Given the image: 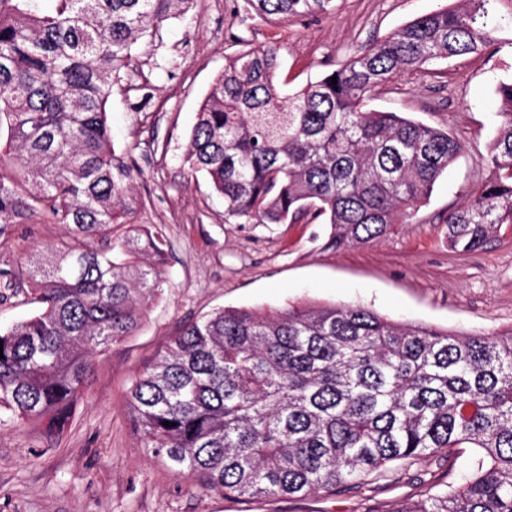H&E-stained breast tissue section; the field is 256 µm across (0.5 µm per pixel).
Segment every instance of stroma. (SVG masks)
Instances as JSON below:
<instances>
[{"label":"stroma","instance_id":"35a3bbf8","mask_svg":"<svg viewBox=\"0 0 512 512\" xmlns=\"http://www.w3.org/2000/svg\"><path fill=\"white\" fill-rule=\"evenodd\" d=\"M334 3L317 16L268 25L243 19L229 0H194L186 14L138 42L136 67L107 112L114 154L135 170L134 221L161 236L164 283L138 330L99 357L62 436L32 423H0V512H392L428 488L446 490L470 470L474 451L462 448L448 469L431 459L395 464L357 490L243 503L155 461L126 407L132 379L182 325L220 308L320 302L462 334L512 328V225L483 249L463 253L449 248L445 222L488 174L499 125L495 90L512 79V0H498L493 42L482 54L403 73L375 94L373 108L441 128L463 146L429 204L385 238L326 250L325 224L225 223L223 198L188 170L191 128L226 57L278 43L276 81L293 92L448 0ZM64 232L59 224L16 225L0 240V270L24 271Z\"/></svg>","mask_w":512,"mask_h":512}]
</instances>
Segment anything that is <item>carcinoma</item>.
I'll return each mask as SVG.
<instances>
[{"mask_svg":"<svg viewBox=\"0 0 512 512\" xmlns=\"http://www.w3.org/2000/svg\"><path fill=\"white\" fill-rule=\"evenodd\" d=\"M40 2L0 0V238L48 223L67 239L27 272L37 312L0 330V411L59 434L97 357L163 282L160 240L133 222L130 172L113 162L107 104L137 41L193 0ZM241 2L244 19L282 24L334 0ZM494 2L409 21L292 94L274 82L280 45L227 58L185 158L224 198V223L318 221L336 250L408 223L462 145L370 102L402 73L482 53ZM496 94L490 176L445 219L458 252L512 224V80ZM126 402L154 458L226 498L358 489L391 464L475 448L461 483L394 512H512V329L460 334L336 304L218 309L170 340Z\"/></svg>","mask_w":512,"mask_h":512,"instance_id":"cac0c4a2","label":"carcinoma"}]
</instances>
